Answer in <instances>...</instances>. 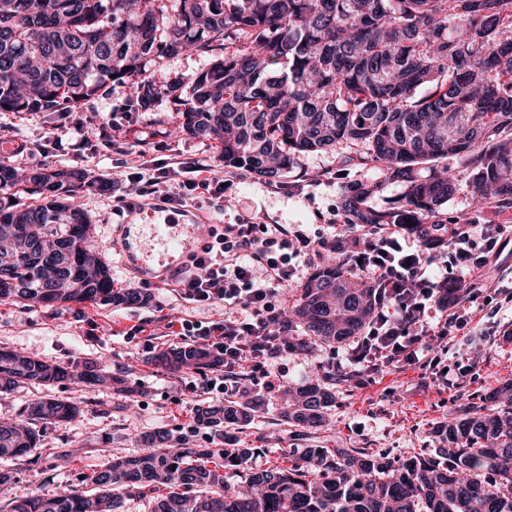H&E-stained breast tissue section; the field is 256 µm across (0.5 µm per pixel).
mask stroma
<instances>
[{
	"label": "stroma",
	"instance_id": "1",
	"mask_svg": "<svg viewBox=\"0 0 512 512\" xmlns=\"http://www.w3.org/2000/svg\"><path fill=\"white\" fill-rule=\"evenodd\" d=\"M119 127H112L111 116ZM182 117L168 99L138 105L128 85L113 83L94 98L67 109L16 114L0 112V158L26 173L46 166L81 167L112 189H90L82 198L91 224L90 244L111 269L115 287L133 288L144 298L137 305L88 306L57 304L0 305V348L35 353L64 367L90 361L123 377L128 392L108 385L70 381L0 392V418H18L28 401L56 397L78 404L79 416L63 425L39 428V445L61 450L48 456L0 459V470L12 476L9 498L52 495L70 489L89 490L88 475L111 457L140 448L144 432L177 434L179 424L196 416L199 407L223 404L221 394L204 393V379L192 371L157 368L153 356L180 346L168 324L186 315L209 314L184 301L169 276L147 277L126 268L113 236L116 225L143 228L144 243L155 255L163 250L153 227L164 219L191 216L199 224H233L238 217L259 224H302L312 233L327 230L330 218H345L341 188L350 181L378 178L373 166L357 164L359 145L303 154L281 179L266 183L243 169L226 167L218 144L180 132ZM111 147H104V140ZM205 166L226 177L224 207L215 209L204 194H195L185 211L161 202L148 181L166 171L171 159ZM443 219L460 224H511L512 208L501 211L476 200L468 178H461L443 210ZM140 334L128 338L132 327ZM483 336L472 343L455 340L448 348V377L420 369H393L368 380L360 376L331 385L333 402L321 426L301 429L283 424L282 395L257 393L261 405L242 426H202L189 435L190 448L215 452L249 448V465L265 468L284 463L293 448H357L391 460H404L437 445V428L449 414L481 405L484 397L512 382V307L502 306L492 322H481ZM343 346L308 355L289 356L287 381L299 386L321 376L328 361L342 357Z\"/></svg>",
	"mask_w": 512,
	"mask_h": 512
}]
</instances>
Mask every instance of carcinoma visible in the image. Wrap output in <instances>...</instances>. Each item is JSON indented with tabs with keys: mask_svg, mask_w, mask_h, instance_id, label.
<instances>
[{
	"mask_svg": "<svg viewBox=\"0 0 512 512\" xmlns=\"http://www.w3.org/2000/svg\"><path fill=\"white\" fill-rule=\"evenodd\" d=\"M239 47L196 74L189 86L145 78L148 64L187 50ZM138 99L164 95L181 106V131L221 145L224 166L277 181L297 156L361 144L358 164L376 180L344 186L341 205L358 224H421L441 215L456 188L454 159L479 200L512 208V0H0V112L71 107L112 82ZM406 187L404 204L375 210L386 184ZM96 186L86 170L45 167L17 178L0 161V304L42 303L49 284L69 287L53 303L134 305L112 287L109 266L87 244L77 203ZM23 194L36 203L19 202ZM51 253L70 241L63 266L38 264L29 239ZM376 291L355 286L336 263L320 268L289 308L303 347L342 344L372 316ZM206 354L158 352L171 372L199 369ZM99 385L125 380L86 362L68 370L0 350V389ZM282 418L317 427L333 402L327 382L291 389ZM251 407L232 400L199 409L211 426L237 425ZM80 408L38 398L28 420L0 419V457L38 447L37 423H67ZM440 447L404 462L356 448H299L288 465L248 468L252 448H183L145 433L143 448L113 457L88 476L95 493L64 491L8 500L9 512H117L120 495L165 491L154 512H512V409L473 407L437 431ZM241 472L230 484L224 468Z\"/></svg>",
	"mask_w": 512,
	"mask_h": 512,
	"instance_id": "carcinoma-1",
	"label": "carcinoma"
}]
</instances>
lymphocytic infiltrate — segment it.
Masks as SVG:
<instances>
[{
    "label": "lymphocytic infiltrate",
    "mask_w": 512,
    "mask_h": 512,
    "mask_svg": "<svg viewBox=\"0 0 512 512\" xmlns=\"http://www.w3.org/2000/svg\"><path fill=\"white\" fill-rule=\"evenodd\" d=\"M512 244L511 224H424L345 222L330 237L309 234L296 225L257 224L244 217L212 229L196 253L193 268L175 276L182 299L223 309L222 317L201 321L180 318L184 344L201 346L219 358L206 380L215 391L249 397L252 389L283 392L285 361L300 350L295 326L279 298L301 266L326 254L377 292L374 313L342 359L328 368L355 377L413 366L439 374L448 343L471 338L476 317L494 298L512 302V287L487 288L477 270L498 265Z\"/></svg>",
    "instance_id": "lymphocytic-infiltrate-1"
}]
</instances>
